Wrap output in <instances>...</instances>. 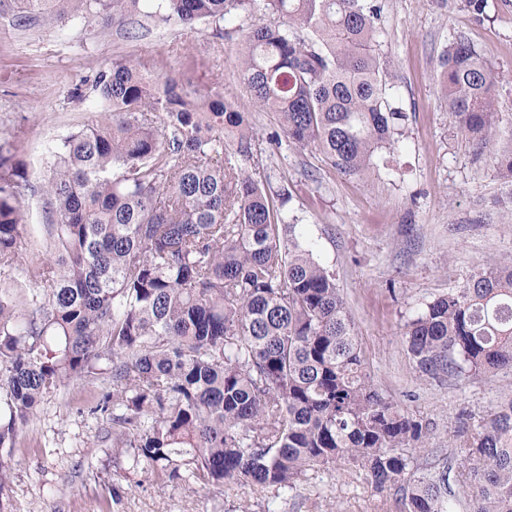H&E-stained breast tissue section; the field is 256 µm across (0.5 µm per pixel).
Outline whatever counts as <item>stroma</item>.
I'll use <instances>...</instances> for the list:
<instances>
[{"label": "stroma", "instance_id": "1", "mask_svg": "<svg viewBox=\"0 0 512 512\" xmlns=\"http://www.w3.org/2000/svg\"><path fill=\"white\" fill-rule=\"evenodd\" d=\"M487 19L461 0H385L381 23L396 106L406 114L394 152L360 177L335 172L309 150L269 145L277 129L250 115L253 158L245 168L271 190L287 189L290 213L315 241L354 319L375 383L423 425L429 447L448 462V499L467 512L468 469L449 448L512 394V371L491 378L422 375L407 350L405 325L424 304L461 288L495 259L512 262V213L495 204L507 181L457 134L440 86V60L466 36L500 73L503 137L512 136V0H488ZM237 21L186 30L149 17L116 27L98 17L34 16L24 26L0 15V141L18 139L31 183L42 181L60 140L102 112L97 73L120 59L156 72L197 56L194 76L224 98L246 101L237 76ZM101 387L83 381L46 403L25 431L0 512H400L396 492H376L352 465L307 471L291 489L233 486L215 492L164 482L110 464L99 420L87 412Z\"/></svg>", "mask_w": 512, "mask_h": 512}]
</instances>
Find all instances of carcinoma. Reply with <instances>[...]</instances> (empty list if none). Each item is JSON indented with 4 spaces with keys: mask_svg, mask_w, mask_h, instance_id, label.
<instances>
[{
    "mask_svg": "<svg viewBox=\"0 0 512 512\" xmlns=\"http://www.w3.org/2000/svg\"><path fill=\"white\" fill-rule=\"evenodd\" d=\"M146 16L192 30L239 20L249 104L344 176L391 150L406 115L389 101L379 0H0V14ZM499 73L464 36L440 84L462 137L512 182L499 148ZM95 87L106 111L63 137L32 185L16 141L0 143V277L19 265L21 187L43 203L49 256L0 285V490L23 429L73 381L104 384L89 414L112 428V457L162 481L291 488L348 462L403 512H451L446 471L423 426L367 371L353 318L312 241L242 167L253 130L239 103L187 71L117 60ZM237 151H226V139ZM428 377L512 370V263L491 262L406 324ZM469 512H512V395L470 438Z\"/></svg>",
    "mask_w": 512,
    "mask_h": 512,
    "instance_id": "cac0c4a2",
    "label": "carcinoma"
}]
</instances>
